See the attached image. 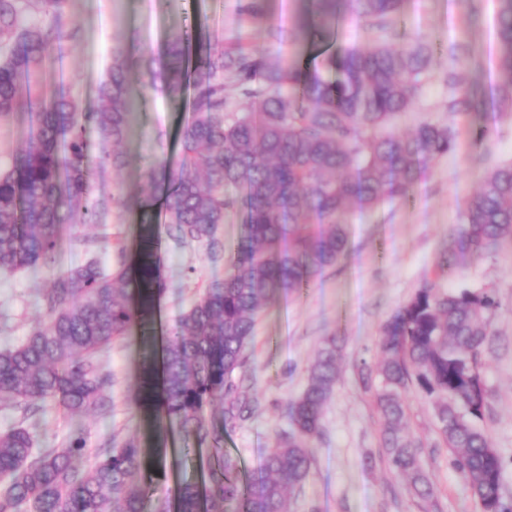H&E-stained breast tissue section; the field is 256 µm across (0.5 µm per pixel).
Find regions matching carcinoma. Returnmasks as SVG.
<instances>
[{
  "instance_id": "carcinoma-1",
  "label": "carcinoma",
  "mask_w": 512,
  "mask_h": 512,
  "mask_svg": "<svg viewBox=\"0 0 512 512\" xmlns=\"http://www.w3.org/2000/svg\"><path fill=\"white\" fill-rule=\"evenodd\" d=\"M65 0H0V123L35 112L36 136L0 166V273L47 265L62 225L91 224L104 202L93 194L87 128L112 143L101 161L122 169L117 146L126 140L135 90L123 49L98 81L92 103L71 93L40 106V75L48 56L74 27L59 20ZM323 17L336 11L366 22L400 12L402 0H317ZM497 81L502 105L512 107V0H497ZM430 62V49L408 43L347 49L326 59L334 75L300 77L286 65L268 66L252 54L228 52L209 38L176 36L168 49V92L194 91L191 119L180 130L177 160L147 162L149 186L129 198L112 197L124 211L161 205L168 235L197 242L210 260L224 259L218 228L230 210L245 206L244 243L224 281L205 289L181 315L162 347L161 411L179 421L199 445L211 438L207 408L223 406L224 426L244 419L250 396L235 382L256 321L279 291L301 292L344 257L349 206L363 210L408 199L426 164L456 146V132L423 120L408 133L386 130L411 106ZM249 102L226 111L224 77ZM512 239V162L481 178L464 202L459 223L439 259L480 258ZM161 240L138 260L117 244V262L101 266L86 249L84 264L53 278L41 291L44 317L20 344L0 350V405L18 421L0 431V512H148L153 493L137 478L146 449L112 435L88 451L76 434L61 448L34 447L36 416L55 402L76 415L106 414L114 377L97 357L135 327L152 329L154 298L165 290L150 270ZM493 292L448 290L425 283L382 328L376 403L384 418L389 467L419 497L432 493L420 443L403 433L404 397L423 396L434 410L438 435L465 476L482 512H512L503 494V462L483 422L490 393L483 367L494 344ZM336 338L311 367L303 393L284 404L288 428L278 432L264 460L239 480L237 464L216 448L205 497L187 487L179 512H287L311 466L312 440L322 432L324 406L336 383Z\"/></svg>"
}]
</instances>
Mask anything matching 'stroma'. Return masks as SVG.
Returning <instances> with one entry per match:
<instances>
[{
    "mask_svg": "<svg viewBox=\"0 0 512 512\" xmlns=\"http://www.w3.org/2000/svg\"><path fill=\"white\" fill-rule=\"evenodd\" d=\"M497 0H405L399 16L380 30L344 15L323 22L309 0H182L179 8L159 11L155 0H66L63 19L79 29L77 39L63 42L47 59L43 79L52 93L73 90L95 99L114 48L129 53V79L140 95L132 129L122 149L130 163L123 170L96 166L93 193L111 199L117 192L140 193L146 184L143 158L177 157L178 133L191 114L167 95V42L189 29L223 42L256 49L267 62H283L307 73L322 68L337 49L394 47L420 42L433 49L432 64L409 112L395 128L406 131L421 120L453 125L456 147L430 161L409 199L374 210L351 209L348 249L336 267L314 277L302 293H277L260 318L246 349L245 383L257 400L249 418L223 429L219 408L206 412L211 429L224 433L223 448L240 474L256 467L284 429L283 405L307 386L309 370L327 338L340 348L335 389L322 418V433L313 440L308 478L290 495L288 512H480L464 476L451 464L448 448L438 439L427 401L410 394L408 429L421 440L423 466L432 494H411L391 471L383 455V418L372 388L363 376L380 361L382 326L425 281L434 279L438 258L458 222L465 199L479 178L512 162V109L498 104ZM466 75L473 107L452 115L449 71ZM488 135L475 142L474 133ZM162 241L158 272L166 290L156 305L162 326L153 335L128 336L104 347L99 358L116 384L112 414L75 416L48 404L34 429L37 447L65 445L82 429L88 447H99L112 432L136 437L145 448H161V461L147 460L144 477L156 499L177 507L185 486L203 487L208 479L207 448L186 452L187 442L176 419L161 417L159 392L142 393L143 370L158 365L167 328L194 298L197 287L223 281V265L213 264L196 242L169 237L163 217L152 213L99 209L92 224H69L53 265L0 275V315L9 317L0 330V349L22 342L43 315L40 292L57 274L84 262L73 238L118 233L128 247L140 241L144 227ZM195 275H188V267ZM445 288L493 291L498 306L491 316L498 338L484 374L491 409L483 429L504 463V494L512 497V240L501 241L489 254L462 259Z\"/></svg>",
    "mask_w": 512,
    "mask_h": 512,
    "instance_id": "obj_1",
    "label": "stroma"
}]
</instances>
